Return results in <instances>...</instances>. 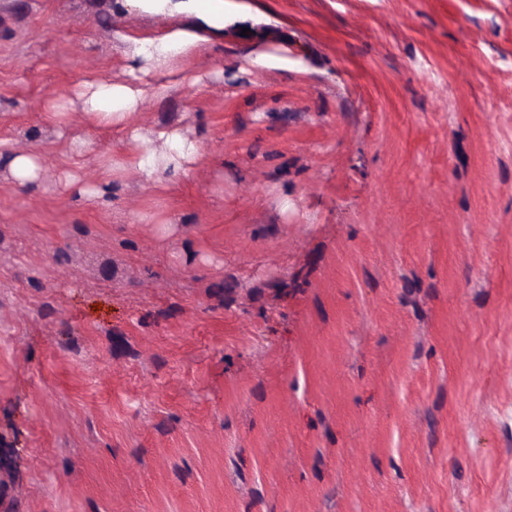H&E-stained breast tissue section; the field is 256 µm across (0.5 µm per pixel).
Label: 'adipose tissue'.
<instances>
[{
  "label": "adipose tissue",
  "instance_id": "obj_1",
  "mask_svg": "<svg viewBox=\"0 0 512 512\" xmlns=\"http://www.w3.org/2000/svg\"><path fill=\"white\" fill-rule=\"evenodd\" d=\"M130 12L161 15H190L194 22L186 28L170 31L166 35L146 39L125 58L121 82H87L70 96L83 119L103 129L122 132L129 141L142 139L143 133L133 119L143 101L141 81L151 68L164 66L179 57L190 55L205 45L214 32L224 27V0H121ZM167 151L158 156L147 151L129 153L122 161L110 159L101 162L92 185L83 184L70 170H62L61 183L65 190L79 194L92 202L106 200L115 176L137 172L147 179H155L157 188H164V181L156 180L159 168L172 171L173 175H188L201 159L199 145L185 136L177 127L158 132Z\"/></svg>",
  "mask_w": 512,
  "mask_h": 512
}]
</instances>
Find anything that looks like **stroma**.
I'll list each match as a JSON object with an SVG mask.
<instances>
[{"mask_svg": "<svg viewBox=\"0 0 512 512\" xmlns=\"http://www.w3.org/2000/svg\"><path fill=\"white\" fill-rule=\"evenodd\" d=\"M224 12L135 117L202 162L101 207L51 105L176 20L0 0V512H512V0ZM7 168L16 182L34 183L44 172V160L40 154L18 150H0V165Z\"/></svg>", "mask_w": 512, "mask_h": 512, "instance_id": "1", "label": "stroma"}]
</instances>
